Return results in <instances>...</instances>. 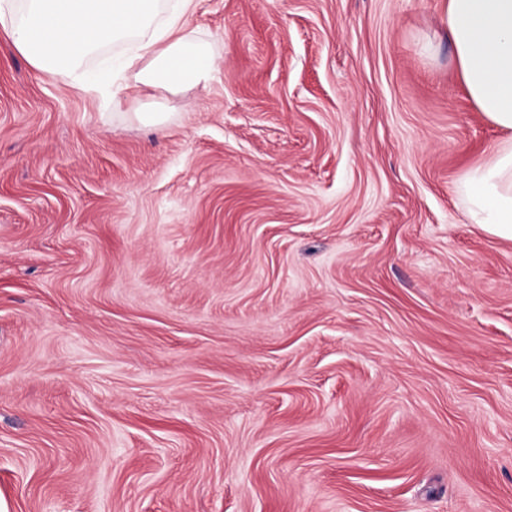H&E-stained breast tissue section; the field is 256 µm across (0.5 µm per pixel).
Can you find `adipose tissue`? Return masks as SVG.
I'll use <instances>...</instances> for the list:
<instances>
[{
  "instance_id": "adipose-tissue-1",
  "label": "adipose tissue",
  "mask_w": 512,
  "mask_h": 512,
  "mask_svg": "<svg viewBox=\"0 0 512 512\" xmlns=\"http://www.w3.org/2000/svg\"><path fill=\"white\" fill-rule=\"evenodd\" d=\"M195 0H0V30L39 71L62 73L97 93L127 78L176 93L207 82L208 43L183 35ZM451 44L476 107L505 136L464 175L470 223L512 241V0H448ZM130 45L106 70H89L102 49Z\"/></svg>"
}]
</instances>
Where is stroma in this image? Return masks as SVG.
Listing matches in <instances>:
<instances>
[{"label":"stroma","mask_w":512,"mask_h":512,"mask_svg":"<svg viewBox=\"0 0 512 512\" xmlns=\"http://www.w3.org/2000/svg\"><path fill=\"white\" fill-rule=\"evenodd\" d=\"M207 84L0 32V512H512L502 139L445 0H196ZM141 112H164L161 128ZM459 193L471 224L512 241V135L466 172Z\"/></svg>","instance_id":"1"}]
</instances>
